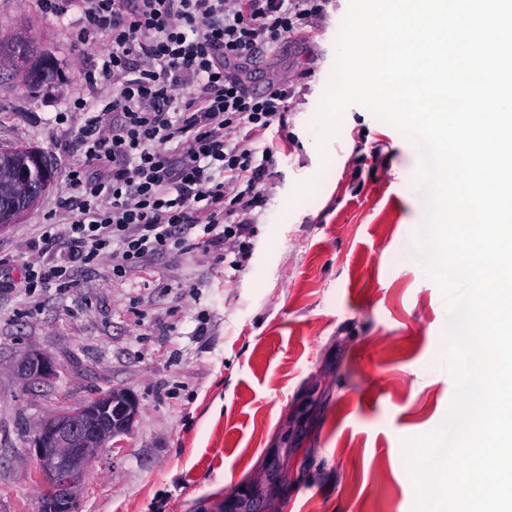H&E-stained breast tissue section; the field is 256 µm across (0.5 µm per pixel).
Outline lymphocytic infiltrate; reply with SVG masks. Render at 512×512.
<instances>
[{
    "instance_id": "1",
    "label": "lymphocytic infiltrate",
    "mask_w": 512,
    "mask_h": 512,
    "mask_svg": "<svg viewBox=\"0 0 512 512\" xmlns=\"http://www.w3.org/2000/svg\"><path fill=\"white\" fill-rule=\"evenodd\" d=\"M58 21L79 17L87 46L108 40L98 82L72 97L83 162L67 175L60 218L38 225L19 285L28 295L74 291V272L109 262L122 279L169 252L216 250L241 271L276 162L264 131L293 87L264 92L248 70L307 33L320 0H37ZM112 86L99 94V83Z\"/></svg>"
}]
</instances>
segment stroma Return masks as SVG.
<instances>
[{
	"label": "stroma",
	"mask_w": 512,
	"mask_h": 512,
	"mask_svg": "<svg viewBox=\"0 0 512 512\" xmlns=\"http://www.w3.org/2000/svg\"><path fill=\"white\" fill-rule=\"evenodd\" d=\"M349 0L265 59L252 86L296 90L279 130L270 196L246 268L214 253H171L113 279L108 263L75 271L63 296L0 293V512H39L30 440L62 407L123 389L139 411L116 451L94 461L79 512H413L403 443L434 431L453 400L446 301L406 249L421 220L416 152L367 108L346 109L321 141ZM23 37L54 68L35 85L0 63V147L42 152L55 177L36 205L0 229V276L19 279L28 242L82 160L73 114L108 43L34 0H0V40ZM207 320L208 332L196 328ZM56 375L22 384L27 350Z\"/></svg>",
	"instance_id": "1"
}]
</instances>
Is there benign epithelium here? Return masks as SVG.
I'll return each mask as SVG.
<instances>
[{"instance_id": "1", "label": "benign epithelium", "mask_w": 512, "mask_h": 512, "mask_svg": "<svg viewBox=\"0 0 512 512\" xmlns=\"http://www.w3.org/2000/svg\"><path fill=\"white\" fill-rule=\"evenodd\" d=\"M42 189V181L22 174L15 178L13 210L17 214L30 209ZM17 375L25 384L53 375L49 358L29 350L16 364ZM112 394L106 393L72 408L48 416L34 431L31 439L38 461V477L47 488L40 512H78L79 494L87 475L88 464L109 448L118 447L119 433L112 429V419L125 429L138 412L136 400L125 395V402L112 408Z\"/></svg>"}]
</instances>
